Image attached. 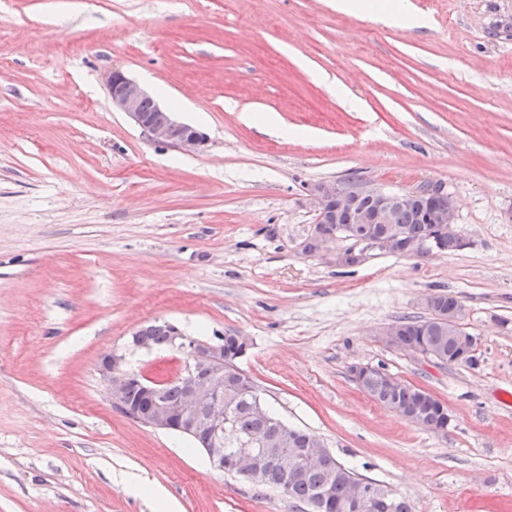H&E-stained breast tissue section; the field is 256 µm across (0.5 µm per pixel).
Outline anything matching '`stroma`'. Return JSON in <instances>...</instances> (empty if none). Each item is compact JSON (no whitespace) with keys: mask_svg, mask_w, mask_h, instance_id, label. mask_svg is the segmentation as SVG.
Returning a JSON list of instances; mask_svg holds the SVG:
<instances>
[{"mask_svg":"<svg viewBox=\"0 0 512 512\" xmlns=\"http://www.w3.org/2000/svg\"><path fill=\"white\" fill-rule=\"evenodd\" d=\"M66 2L0 0V512H296L112 406L97 363L154 321L248 337L266 403L413 512H512V0H406L424 28L329 0ZM116 66L205 150L113 110ZM348 180L444 185L465 247L304 255L310 189ZM431 293L463 303L473 364L379 341ZM355 363L436 395L447 432ZM367 366L355 365L351 369L355 375H359L368 370ZM370 367L368 373L361 374L358 378L352 375L351 378L371 399L403 417H424L434 425V432H447L451 416L448 407L442 401L414 385L405 382L391 383L388 374L381 368Z\"/></svg>","mask_w":512,"mask_h":512,"instance_id":"stroma-1","label":"stroma"}]
</instances>
